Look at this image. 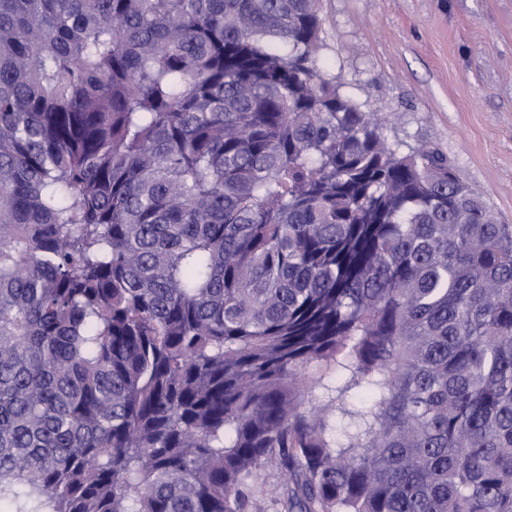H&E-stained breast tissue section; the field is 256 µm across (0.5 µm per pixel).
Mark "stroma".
Here are the masks:
<instances>
[{"mask_svg": "<svg viewBox=\"0 0 512 512\" xmlns=\"http://www.w3.org/2000/svg\"><path fill=\"white\" fill-rule=\"evenodd\" d=\"M321 66L389 141L436 145L512 224V0H321Z\"/></svg>", "mask_w": 512, "mask_h": 512, "instance_id": "obj_1", "label": "stroma"}]
</instances>
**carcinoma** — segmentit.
Listing matches in <instances>:
<instances>
[{
	"label": "carcinoma",
	"mask_w": 512,
	"mask_h": 512,
	"mask_svg": "<svg viewBox=\"0 0 512 512\" xmlns=\"http://www.w3.org/2000/svg\"><path fill=\"white\" fill-rule=\"evenodd\" d=\"M321 27L0 0V512H512V224Z\"/></svg>",
	"instance_id": "carcinoma-1"
}]
</instances>
